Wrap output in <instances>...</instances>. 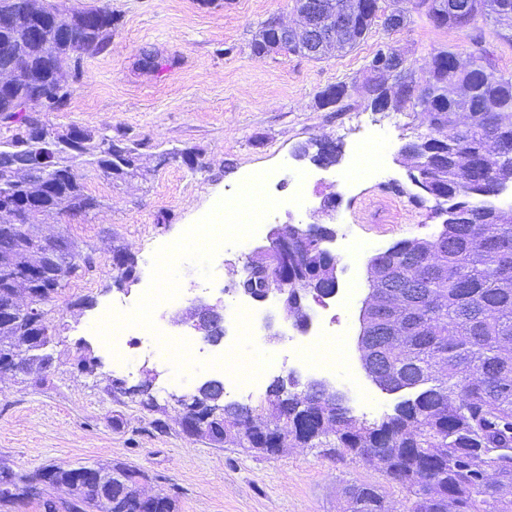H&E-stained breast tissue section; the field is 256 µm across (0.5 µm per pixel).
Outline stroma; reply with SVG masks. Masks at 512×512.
<instances>
[{
	"instance_id": "1",
	"label": "stroma",
	"mask_w": 512,
	"mask_h": 512,
	"mask_svg": "<svg viewBox=\"0 0 512 512\" xmlns=\"http://www.w3.org/2000/svg\"><path fill=\"white\" fill-rule=\"evenodd\" d=\"M69 8L110 7L115 17L108 48L86 58L81 80L62 111L51 122L129 132L142 140L145 175L113 180L89 166L80 167L85 190L99 205L77 216L41 217L46 236L65 235L94 249L97 267L90 275L68 281L58 301L46 307V320L61 326L52 345L55 362L43 385L24 374L0 377V465L17 472L46 466L123 463L146 475L140 490L176 500L179 512H340L345 490L353 485L379 488L390 504L403 499L399 486L379 468L362 460L339 457L327 447L287 448L275 456L235 445L217 447L186 433L176 399L193 394L213 379L211 369H186L175 378L168 356L128 350L115 361L90 324L95 312L68 308L69 300L89 295L97 306L122 301L135 306L150 283L148 256L171 244L211 209L213 195H231L251 173H267L266 193L277 199L266 224H308L313 210L327 197L338 204L323 218L335 239L336 286L358 282L367 295V255L349 262L348 243L371 240L377 250L398 241L429 238L441 228L433 202L416 204V188L397 158L405 142L431 135L426 113L418 109L374 112L366 109L363 69L380 46L400 49L418 76H426L437 51L467 55L470 37L482 33L488 57L502 73L512 74V44L477 19L458 31L434 27L413 14L399 31L376 28L355 49L316 61L298 54L254 55L251 41L259 25L275 19L297 28L301 19L292 0H62ZM153 52L158 67H145L143 51ZM346 82L349 107L344 112L320 108L317 95ZM335 142V165L320 168L296 158L299 145L313 139ZM389 145L381 171L350 188L344 179L356 146ZM195 148L198 169L174 161L157 166L162 151ZM255 235L227 246L212 261L213 282H206L189 261L179 266L180 286L189 297L224 306L227 335L235 333L239 308L256 319L276 311L275 302L242 305L227 288L240 277L250 252L263 244ZM124 247L139 261L140 281L129 289L114 285V248ZM310 329L344 331L347 340L333 350L349 356V368H337L332 380L346 389V372H361L357 349L358 307L342 309L335 299L310 302ZM284 337L260 348L272 358L250 406L265 401L269 385L295 374L300 385L322 374L292 361L288 349L300 338L292 320L279 319ZM90 345L100 364L93 374L78 372V341ZM155 373L152 393L162 410H144L138 398L110 393L112 380L133 386ZM162 420L165 431L153 427Z\"/></svg>"
}]
</instances>
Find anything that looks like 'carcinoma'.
<instances>
[{"label":"carcinoma","instance_id":"1","mask_svg":"<svg viewBox=\"0 0 512 512\" xmlns=\"http://www.w3.org/2000/svg\"><path fill=\"white\" fill-rule=\"evenodd\" d=\"M31 0H0V19L30 11ZM330 8L348 15L346 29L324 44L310 42L297 33L283 46L270 24L263 23L252 40L256 55L271 52L298 53L321 60L333 48L353 49L376 25L389 29L385 13L375 12L368 0H326ZM468 8L470 21L485 17L499 28L498 35L512 43V0H415L414 8L437 28H457V10ZM115 17L107 7L96 9L86 28L71 31L65 43L46 40L29 45L26 32L0 29V42L30 47L27 91L39 92L43 112L65 107L71 90L83 72L86 57L108 45ZM468 62L456 65L458 53L440 50L432 57L427 79L417 91L401 89L404 76L380 78L372 92L386 98L390 110L422 108L430 123L448 129L445 136L416 143L422 154L447 148L452 158L448 169L434 173L431 189L446 193L442 203L463 205L485 217L493 203L488 198L512 181V75L498 73L481 47L482 36L472 38ZM76 59L69 76H55L56 57ZM16 93L0 91V198L16 196L27 208L26 222L8 224L0 216V276L12 277V287L0 288V307L10 298L33 294L44 304L56 301L62 283L82 278L95 270L94 250L67 238L63 246L44 239L38 217L57 211L68 215L87 213L100 202L85 192L80 165L91 166L111 178L129 174V166L144 142L125 132L112 148L104 150L93 133L80 127L75 151L60 150L49 168L21 174L14 160L32 156L42 144L16 133L23 115L14 111ZM464 113L471 122L460 128L454 117ZM299 153L316 163L336 164L334 151H312V143ZM389 261L396 265L389 287L403 304L404 315L396 336L380 334L376 361L388 376L409 380L415 387L400 401L395 413L368 423L349 414L333 390L323 405L303 414L294 387L288 396L267 399L263 414L239 404L214 399L198 392L195 399L210 401L218 410L205 438L213 445L230 443L267 453L269 440L251 431L269 426L288 446L315 444L336 449L340 456L358 457L365 448L381 449L379 468L405 490L409 506L404 512H512V217L499 222L448 224L441 243L404 239L392 246ZM39 270L40 282L28 272ZM329 257L316 241L297 245L288 263V280L297 289L330 287L335 283ZM280 270L270 262L255 269L253 292L271 283ZM65 325L49 327L37 315L0 318V349L29 356L34 383L43 382L37 355L38 337L51 340ZM122 479L114 492L110 512H134L135 505L122 489L137 492L144 473L125 465L115 466ZM63 473L45 478L42 471L17 474L0 468V504L41 497L40 486L65 484ZM62 502L65 512H97V495L79 487ZM146 512H177L168 496L150 497ZM345 512H394L384 496L371 485L349 488Z\"/></svg>","mask_w":512,"mask_h":512}]
</instances>
